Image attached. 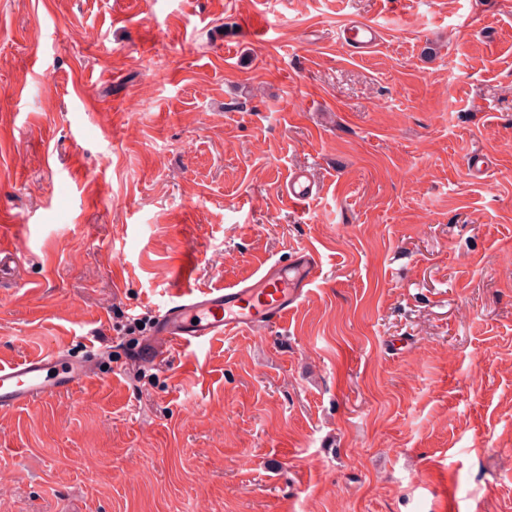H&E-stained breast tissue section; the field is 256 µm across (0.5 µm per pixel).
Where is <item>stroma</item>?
Masks as SVG:
<instances>
[{
    "mask_svg": "<svg viewBox=\"0 0 512 512\" xmlns=\"http://www.w3.org/2000/svg\"><path fill=\"white\" fill-rule=\"evenodd\" d=\"M1 214L0 362L101 368L0 410V512H512V0H0ZM302 248L286 325L123 369L179 262ZM345 41L354 53L371 49L381 38V27L371 22L351 21L347 24ZM319 193V185L306 169L294 171L286 183V195L292 204H305Z\"/></svg>",
    "mask_w": 512,
    "mask_h": 512,
    "instance_id": "stroma-1",
    "label": "stroma"
}]
</instances>
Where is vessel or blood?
I'll use <instances>...</instances> for the list:
<instances>
[{
	"label": "vessel or blood",
	"mask_w": 512,
	"mask_h": 512,
	"mask_svg": "<svg viewBox=\"0 0 512 512\" xmlns=\"http://www.w3.org/2000/svg\"><path fill=\"white\" fill-rule=\"evenodd\" d=\"M371 22L352 21L345 41L356 53L371 49L381 38ZM319 186L308 170L294 171L286 184L290 203L316 197ZM319 256L308 249L294 253L289 267L260 266L253 277L221 287L200 289L191 284V263L180 265L176 286L133 355L134 364L161 365L186 348L199 346L234 330L272 328L287 322L320 276ZM92 362L51 353L0 364V410L30 406L53 395L70 393L94 378Z\"/></svg>",
	"instance_id": "b4317fda"
}]
</instances>
